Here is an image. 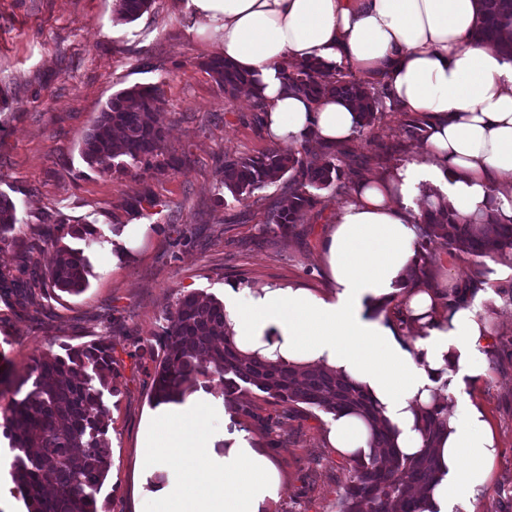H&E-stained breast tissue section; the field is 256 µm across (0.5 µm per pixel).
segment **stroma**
<instances>
[{
	"mask_svg": "<svg viewBox=\"0 0 512 512\" xmlns=\"http://www.w3.org/2000/svg\"><path fill=\"white\" fill-rule=\"evenodd\" d=\"M115 0H0V194L16 206L12 242L0 244V273L13 274L23 257L38 269L55 259V224L96 225L102 235L93 274L80 294L27 301L15 288L0 290V407L14 381L35 357L62 345L110 339L125 346L153 343L164 315L180 294L223 298L225 284L239 290L299 286L329 290L323 242L346 197L321 190V205L308 212L297 233L280 235L265 224L267 207L288 203L285 180L244 201L221 184L225 157H249L271 148L259 125L254 99L229 96L207 62L219 46L187 0H152L132 22L119 20ZM163 92L161 153L151 167L100 172L82 158L81 147L102 106L134 85ZM397 106H385L373 132L345 141V171L360 179L380 171L379 145L393 147L392 165L412 161L421 140L403 132ZM156 207L133 210L144 193ZM145 224L141 245L125 249L116 240L123 225ZM192 234L175 244L177 231ZM431 277L448 289L471 276L466 255L444 239L427 244ZM488 286L473 307L491 316L496 331L488 353L489 374L469 392L487 413L499 444L488 490L474 512H512V303L495 292L502 279L486 260ZM105 395L111 468L98 495L101 512H139L158 476L179 480V466L150 467L139 432L153 410L152 379L126 359ZM330 417L313 408L286 416L281 405L258 403L252 417L238 416L232 429L264 452L282 482L274 512H336L339 492L350 479L347 459L329 442Z\"/></svg>",
	"mask_w": 512,
	"mask_h": 512,
	"instance_id": "stroma-1",
	"label": "stroma"
}]
</instances>
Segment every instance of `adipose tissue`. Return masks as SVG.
Returning a JSON list of instances; mask_svg holds the SVG:
<instances>
[{
  "label": "adipose tissue",
  "mask_w": 512,
  "mask_h": 512,
  "mask_svg": "<svg viewBox=\"0 0 512 512\" xmlns=\"http://www.w3.org/2000/svg\"><path fill=\"white\" fill-rule=\"evenodd\" d=\"M220 39V56L252 75L275 144L350 139L359 112L341 98L313 101L289 89L287 67L338 65L384 84L391 103L426 122L421 155L356 183L330 225L323 262L331 293L264 287L224 290L225 322L237 350L298 368L323 367L367 391L397 451L419 454L423 411L447 410L433 444L441 477L425 512H468L491 481L498 448L482 407L468 396L488 373L491 320L471 308L444 310L436 289L413 286L414 199L420 182L439 185L461 218L489 197L512 200V58L474 41L478 0H188ZM406 302L402 325L389 302ZM416 340H408V333ZM221 402L198 389L160 404L141 446L151 465L186 457L189 473L152 486L145 512H273L280 488L274 463L238 433H216ZM372 427L344 413L329 441L347 459L370 454Z\"/></svg>",
  "instance_id": "adipose-tissue-1"
}]
</instances>
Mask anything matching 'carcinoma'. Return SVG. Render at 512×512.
Returning a JSON list of instances; mask_svg holds the SVG:
<instances>
[{
  "label": "carcinoma",
  "mask_w": 512,
  "mask_h": 512,
  "mask_svg": "<svg viewBox=\"0 0 512 512\" xmlns=\"http://www.w3.org/2000/svg\"><path fill=\"white\" fill-rule=\"evenodd\" d=\"M151 0H115V12L133 21L150 7ZM512 22V0H480L474 39L497 45L512 58V43L501 39L505 23ZM206 67L224 86V92L252 95L253 80L220 58ZM285 79L292 88L311 98L327 94L344 98L360 112L362 130H372L379 106L387 93L367 85L340 68L326 74L315 64L288 70ZM161 90L157 86L135 85L108 99L81 149L83 159L103 172L114 160L124 157L132 165L150 163L164 141L160 122ZM334 155L318 158L301 148H270L251 157H226L222 184L238 201L254 191L290 174L288 208L268 212L266 223L282 234L292 232L304 216L320 204L318 191L336 185L340 191L343 171ZM17 216L13 201L0 194V243L13 240ZM447 240L448 248L475 260L512 254V215L494 204L475 219L464 220L449 206H428L422 210L418 263L411 281L432 286L431 258L427 243L432 237ZM56 244L54 263L42 275V288L52 293L79 294L89 284L92 265L82 249L60 245L66 237L78 238L90 247L99 239L92 224L55 225L51 234ZM484 280L475 276L441 294L445 310L471 305ZM165 324L155 336L160 352L143 346L134 356L155 363L152 380L154 405L175 401L203 382L216 379L224 384L228 409L252 414L239 405L247 392L256 391L284 405L294 414L307 405L335 416L354 410L377 419L378 410L348 378L333 371L314 368L297 371L259 357L238 353L225 330L224 303L197 293L177 297L164 316ZM65 354L44 353L33 360L16 392L0 409V426L17 451L11 476L23 493L27 512H98L99 493L110 469L111 450L107 438L104 393H114L112 378L119 372L116 345L97 340L80 346H63ZM446 424L443 410L427 412L424 429L434 438ZM385 449L350 462L349 483L339 493L338 512H423L424 494L439 480V470L430 449L414 458L392 451L389 431L377 427L370 443Z\"/></svg>",
  "instance_id": "obj_1"
}]
</instances>
